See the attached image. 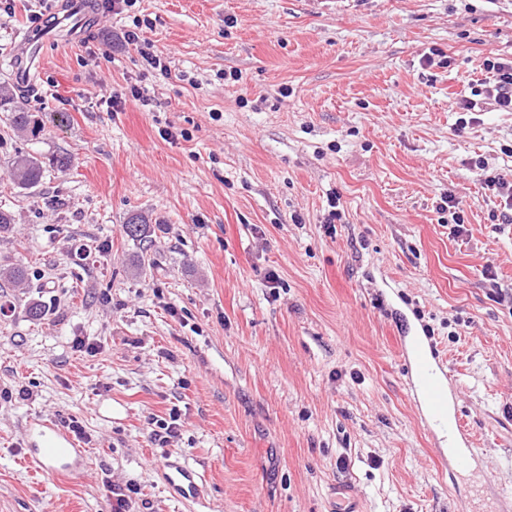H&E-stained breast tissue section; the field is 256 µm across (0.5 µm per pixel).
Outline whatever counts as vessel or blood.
Masks as SVG:
<instances>
[{
    "mask_svg": "<svg viewBox=\"0 0 512 512\" xmlns=\"http://www.w3.org/2000/svg\"><path fill=\"white\" fill-rule=\"evenodd\" d=\"M92 14L86 0H61L39 38L24 42L13 62V80L27 86L44 55L47 44L57 33L68 31L72 38L84 36ZM402 357L407 366L409 385L415 393L423 426L431 436L444 435L448 447L440 451L443 464L455 469H467L471 456L472 438L460 417L453 413V392L456 388L451 372L438 346L420 337H401ZM32 428L40 438L38 448L25 458L32 473L81 475L89 468L85 449L77 447L72 436L54 418L36 416Z\"/></svg>",
    "mask_w": 512,
    "mask_h": 512,
    "instance_id": "1",
    "label": "vessel or blood"
}]
</instances>
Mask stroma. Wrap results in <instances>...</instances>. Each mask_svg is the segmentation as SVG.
I'll return each instance as SVG.
<instances>
[{"label": "stroma", "mask_w": 512, "mask_h": 512, "mask_svg": "<svg viewBox=\"0 0 512 512\" xmlns=\"http://www.w3.org/2000/svg\"><path fill=\"white\" fill-rule=\"evenodd\" d=\"M97 18L13 97L38 135L0 106L16 218L0 265L29 267L25 287L0 283V512H111L110 484L135 488V512H479L511 495L512 223L483 176L512 184V112L483 89L485 60L512 58V0H136ZM137 18L168 73L125 42ZM28 26L0 16L1 90ZM112 92L121 111L99 103ZM20 151L44 166L27 190ZM135 216L149 243L126 235ZM424 334L491 482L445 468L419 420L399 339ZM40 413L81 423L85 474L23 467ZM43 172V162L34 155L20 154L11 162L10 175L17 188L35 187L41 182ZM159 469L164 472L166 479L170 485H174L178 487L182 491L183 487L181 485L176 484V481L180 479H185L189 481L188 491L189 493L196 495L198 485L193 481V474L187 468L186 465H176L171 462L168 458H165L160 464ZM183 492V491H182Z\"/></svg>", "instance_id": "1"}]
</instances>
